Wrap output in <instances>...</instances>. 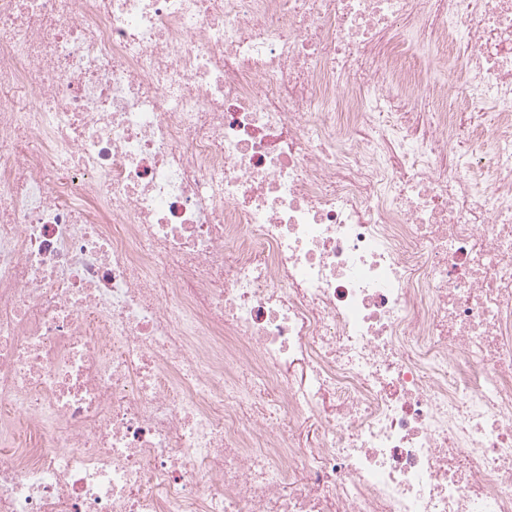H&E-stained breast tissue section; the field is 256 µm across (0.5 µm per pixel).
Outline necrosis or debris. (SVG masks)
<instances>
[{"instance_id":"necrosis-or-debris-1","label":"necrosis or debris","mask_w":512,"mask_h":512,"mask_svg":"<svg viewBox=\"0 0 512 512\" xmlns=\"http://www.w3.org/2000/svg\"><path fill=\"white\" fill-rule=\"evenodd\" d=\"M421 2L0 0V512H512V0ZM400 42H418V55L423 65H431L435 67L442 60L446 49L442 48L430 40L429 32H425L423 36H419L413 31H405L397 34Z\"/></svg>"}]
</instances>
